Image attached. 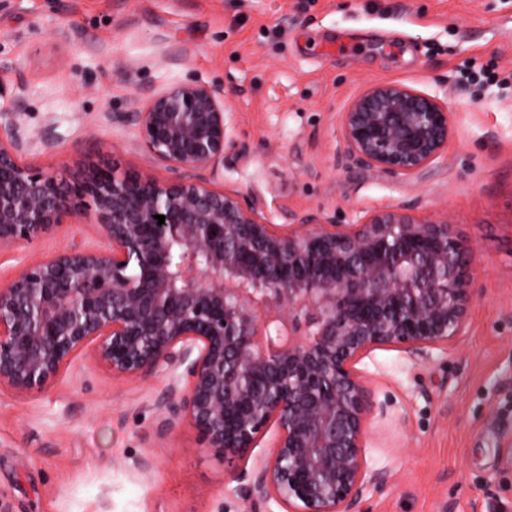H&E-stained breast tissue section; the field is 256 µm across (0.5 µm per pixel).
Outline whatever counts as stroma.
Returning a JSON list of instances; mask_svg holds the SVG:
<instances>
[{
  "instance_id": "35a3bbf8",
  "label": "stroma",
  "mask_w": 512,
  "mask_h": 512,
  "mask_svg": "<svg viewBox=\"0 0 512 512\" xmlns=\"http://www.w3.org/2000/svg\"><path fill=\"white\" fill-rule=\"evenodd\" d=\"M223 86L232 148L217 188L271 224L313 213L355 224L406 209L449 221L474 246L466 334L420 362L381 348L357 364L375 410L365 462L388 483L365 512H512V0H0V98L28 130L53 124L52 169L69 206L39 238L0 248V284L80 229L109 248L90 165L158 181L175 174L124 113L168 86ZM396 82L447 106L442 155L401 178L350 156L340 116L369 85ZM169 380L116 376L93 346L49 383L0 387V512H253L245 463L188 420L164 430Z\"/></svg>"
}]
</instances>
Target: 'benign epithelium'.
Returning a JSON list of instances; mask_svg holds the SVG:
<instances>
[{
	"instance_id": "1",
	"label": "benign epithelium",
	"mask_w": 512,
	"mask_h": 512,
	"mask_svg": "<svg viewBox=\"0 0 512 512\" xmlns=\"http://www.w3.org/2000/svg\"><path fill=\"white\" fill-rule=\"evenodd\" d=\"M225 99L219 86L177 83L128 113L177 178L87 171L78 190L109 250L73 244L0 287V385L40 389L90 343L114 375L169 377L163 408L226 456L250 459L273 432L270 454L239 475L256 507L363 512L388 475L365 466L373 403L356 365L379 347L423 359L465 335L474 247L446 220L398 210L359 224L267 223L211 187L232 145ZM341 126L361 166L408 176L448 146L451 116L432 96L382 83ZM34 145L55 149L51 126L32 136L21 113L1 111L0 247L38 238L66 207L52 173L20 164Z\"/></svg>"
}]
</instances>
